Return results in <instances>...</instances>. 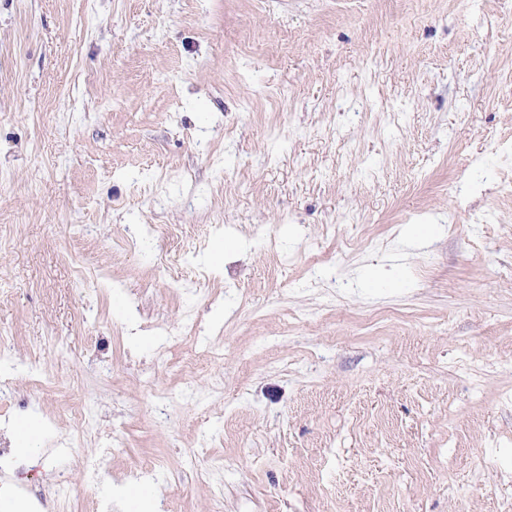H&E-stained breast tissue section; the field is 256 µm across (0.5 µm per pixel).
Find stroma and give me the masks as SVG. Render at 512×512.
I'll list each match as a JSON object with an SVG mask.
<instances>
[{
  "instance_id": "35a3bbf8",
  "label": "stroma",
  "mask_w": 512,
  "mask_h": 512,
  "mask_svg": "<svg viewBox=\"0 0 512 512\" xmlns=\"http://www.w3.org/2000/svg\"><path fill=\"white\" fill-rule=\"evenodd\" d=\"M509 152L512 0H0L28 512H504Z\"/></svg>"
}]
</instances>
